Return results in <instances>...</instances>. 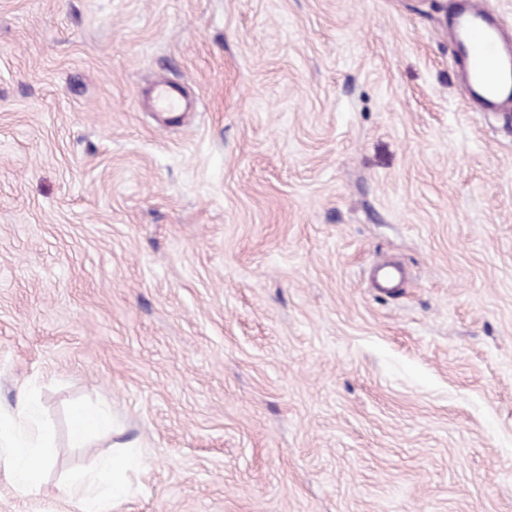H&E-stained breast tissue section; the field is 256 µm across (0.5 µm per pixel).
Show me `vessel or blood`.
Returning a JSON list of instances; mask_svg holds the SVG:
<instances>
[{
	"label": "vessel or blood",
	"mask_w": 512,
	"mask_h": 512,
	"mask_svg": "<svg viewBox=\"0 0 512 512\" xmlns=\"http://www.w3.org/2000/svg\"><path fill=\"white\" fill-rule=\"evenodd\" d=\"M501 30L491 21L480 0H466L453 21L451 39L462 62L461 84L465 96L479 95L490 107L512 103V48L501 42ZM151 103L159 112L181 111L185 103L171 82H156ZM405 279L395 263L378 266L373 273L376 288L388 292Z\"/></svg>",
	"instance_id": "b4317fda"
}]
</instances>
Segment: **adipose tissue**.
Returning <instances> with one entry per match:
<instances>
[{
	"instance_id": "1",
	"label": "adipose tissue",
	"mask_w": 512,
	"mask_h": 512,
	"mask_svg": "<svg viewBox=\"0 0 512 512\" xmlns=\"http://www.w3.org/2000/svg\"><path fill=\"white\" fill-rule=\"evenodd\" d=\"M20 414L28 423L26 433H18L14 424L0 421V461L7 463L17 488L31 491L38 488L53 451L52 437L47 426L36 420L33 405H22ZM135 465L130 455L103 460L93 474L71 475L64 490L82 502L83 512H112L125 492L119 473Z\"/></svg>"
}]
</instances>
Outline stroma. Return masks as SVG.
Returning a JSON list of instances; mask_svg holds the SVG:
<instances>
[{
    "instance_id": "stroma-1",
    "label": "stroma",
    "mask_w": 512,
    "mask_h": 512,
    "mask_svg": "<svg viewBox=\"0 0 512 512\" xmlns=\"http://www.w3.org/2000/svg\"><path fill=\"white\" fill-rule=\"evenodd\" d=\"M454 3L0 0V417L53 431L0 512L129 450L115 512H512V133ZM151 103L158 112H179L185 103L168 81H158L151 89ZM405 279L404 269L395 263L378 266L373 273V284L382 291L390 292ZM110 429L111 418L107 412L79 408L74 413L72 442L75 446H80L93 433L104 432Z\"/></svg>"
}]
</instances>
